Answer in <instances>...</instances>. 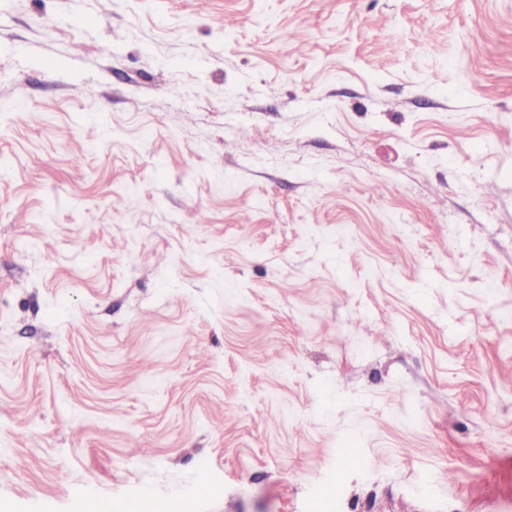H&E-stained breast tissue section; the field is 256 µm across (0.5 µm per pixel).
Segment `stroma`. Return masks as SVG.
Returning a JSON list of instances; mask_svg holds the SVG:
<instances>
[{"label": "stroma", "instance_id": "obj_1", "mask_svg": "<svg viewBox=\"0 0 512 512\" xmlns=\"http://www.w3.org/2000/svg\"><path fill=\"white\" fill-rule=\"evenodd\" d=\"M0 159L9 512H512V0H0Z\"/></svg>", "mask_w": 512, "mask_h": 512}]
</instances>
